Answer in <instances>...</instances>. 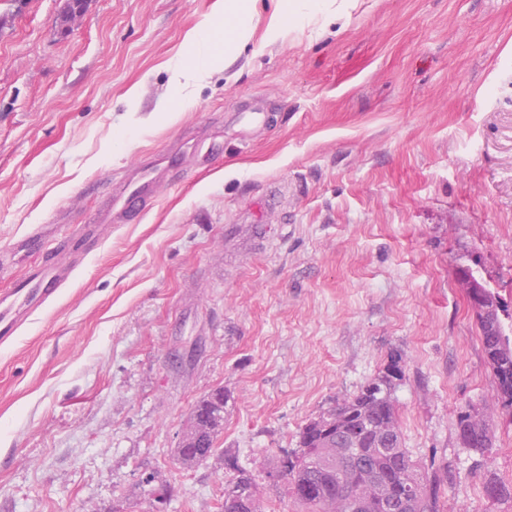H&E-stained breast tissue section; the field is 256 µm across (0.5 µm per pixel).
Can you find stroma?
Instances as JSON below:
<instances>
[{
    "instance_id": "35a3bbf8",
    "label": "stroma",
    "mask_w": 512,
    "mask_h": 512,
    "mask_svg": "<svg viewBox=\"0 0 512 512\" xmlns=\"http://www.w3.org/2000/svg\"><path fill=\"white\" fill-rule=\"evenodd\" d=\"M66 3L0 0V292L124 171L177 165L0 346V512H222L230 458L262 512H299L268 471L394 352L404 446L444 512H512L485 490L512 483V416L457 282L512 325V0H359L319 32L252 0L246 45L187 89L173 65L225 0H89L64 32ZM38 225L41 251L12 254ZM216 389L214 452L183 466ZM468 406L482 454L457 439ZM224 426V392L216 390L206 397L199 400L191 415L190 430L185 437L189 435L200 434L209 439L207 448H199V453H188L189 445L201 444V436L197 437L192 443L186 445V438L182 445L185 448H177L178 456L184 465L192 466L207 460L214 451V438L223 429ZM456 430L463 448L479 452L491 446L489 420L485 411L479 408L468 407L458 411Z\"/></svg>"
}]
</instances>
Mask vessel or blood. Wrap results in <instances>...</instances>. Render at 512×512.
<instances>
[{"label": "vessel or blood", "mask_w": 512, "mask_h": 512, "mask_svg": "<svg viewBox=\"0 0 512 512\" xmlns=\"http://www.w3.org/2000/svg\"><path fill=\"white\" fill-rule=\"evenodd\" d=\"M171 168V162L155 159L128 173L113 186L110 205L99 214L98 223L135 222L141 208L156 200L160 178ZM71 275V269L59 266L47 256L9 293L0 294L1 347L14 341L19 329L34 312L51 306L57 300L60 288L65 287Z\"/></svg>", "instance_id": "b4317fda"}]
</instances>
